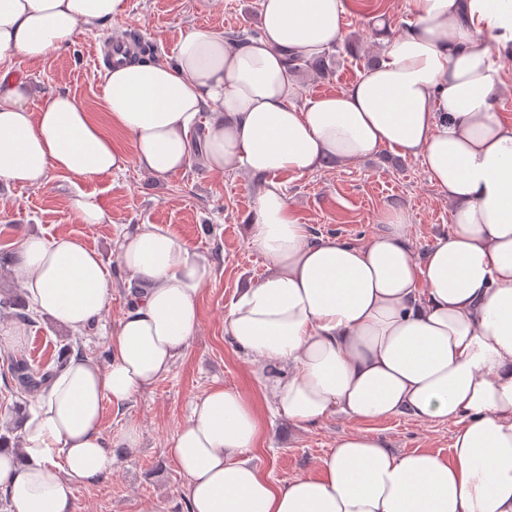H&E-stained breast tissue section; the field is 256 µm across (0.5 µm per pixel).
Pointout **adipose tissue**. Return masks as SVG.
<instances>
[{"label":"adipose tissue","instance_id":"1","mask_svg":"<svg viewBox=\"0 0 512 512\" xmlns=\"http://www.w3.org/2000/svg\"><path fill=\"white\" fill-rule=\"evenodd\" d=\"M126 4L0 0V183L109 177L131 165L166 176L196 159L259 177L248 244L267 272L233 301L224 334L277 412L302 426L406 414L455 427L447 460L397 453L356 430L318 475L278 484L253 462L257 408L218 386L192 404L166 451L188 512H512V122L495 110L512 0H409L406 29L380 37V63L303 101L288 59L342 39L343 0H260L259 37L196 27L174 61L135 53L104 71L103 106L131 138L130 155L70 94L31 109L12 66L17 54L37 61L67 49ZM387 148L420 160L453 205L448 234L421 258L404 211L387 212L361 244L316 235L278 180ZM21 258L39 312L76 332L99 321L112 281L98 252L66 234L28 236ZM115 259L142 294L109 334V364L71 355L24 420L20 447H0L11 512H76L78 488L111 474L113 449L139 446L136 424L104 431L105 405L125 407L168 374L199 327L204 255L159 225L127 224Z\"/></svg>","mask_w":512,"mask_h":512}]
</instances>
